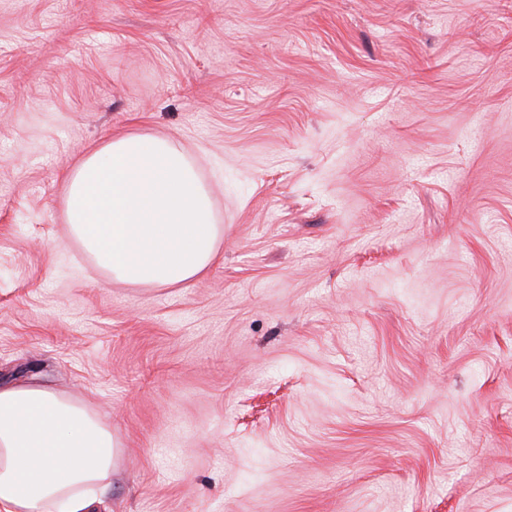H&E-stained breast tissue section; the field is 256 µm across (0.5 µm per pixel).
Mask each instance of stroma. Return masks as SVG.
Masks as SVG:
<instances>
[{"instance_id": "35a3bbf8", "label": "stroma", "mask_w": 512, "mask_h": 512, "mask_svg": "<svg viewBox=\"0 0 512 512\" xmlns=\"http://www.w3.org/2000/svg\"><path fill=\"white\" fill-rule=\"evenodd\" d=\"M169 139L224 227L110 282L66 177ZM121 443L112 512H512V0H0V382Z\"/></svg>"}]
</instances>
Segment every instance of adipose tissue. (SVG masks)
<instances>
[{
  "instance_id": "obj_1",
  "label": "adipose tissue",
  "mask_w": 512,
  "mask_h": 512,
  "mask_svg": "<svg viewBox=\"0 0 512 512\" xmlns=\"http://www.w3.org/2000/svg\"><path fill=\"white\" fill-rule=\"evenodd\" d=\"M65 205L73 236L116 281L174 286L220 258L209 190L165 139H112L71 170ZM119 446L105 418L64 394L0 386V512H98Z\"/></svg>"
}]
</instances>
